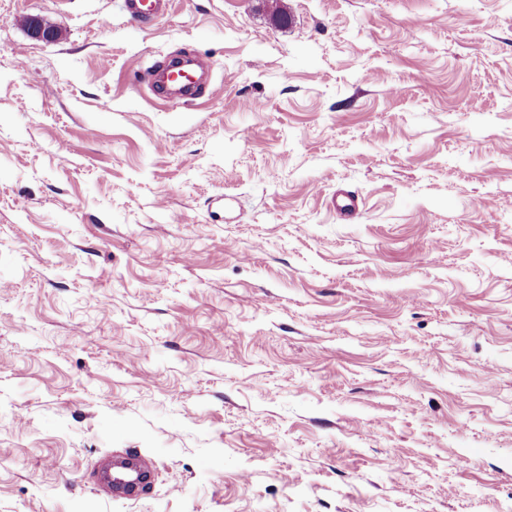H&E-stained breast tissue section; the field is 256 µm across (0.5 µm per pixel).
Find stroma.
I'll list each match as a JSON object with an SVG mask.
<instances>
[{"label":"stroma","instance_id":"stroma-1","mask_svg":"<svg viewBox=\"0 0 512 512\" xmlns=\"http://www.w3.org/2000/svg\"><path fill=\"white\" fill-rule=\"evenodd\" d=\"M510 505L512 0H0V512ZM124 9L131 19L149 20L163 16L170 0H123ZM188 66L191 72H186ZM213 68L212 61L201 54L192 53L185 62L169 61L157 70L156 90L161 95H168L175 90L181 97L176 100H186L205 93L208 86L201 82L203 75ZM198 74V78H195ZM147 477L144 467H123L111 473L106 482L99 486V491L112 497V494H120L126 497H133L142 487Z\"/></svg>","mask_w":512,"mask_h":512}]
</instances>
